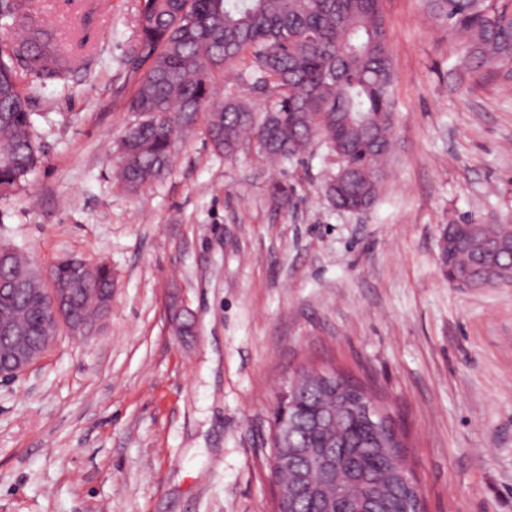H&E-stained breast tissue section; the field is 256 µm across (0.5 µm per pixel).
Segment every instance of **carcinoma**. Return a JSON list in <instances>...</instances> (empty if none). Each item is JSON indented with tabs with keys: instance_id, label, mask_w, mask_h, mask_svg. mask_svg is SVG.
Listing matches in <instances>:
<instances>
[{
	"instance_id": "cac0c4a2",
	"label": "carcinoma",
	"mask_w": 512,
	"mask_h": 512,
	"mask_svg": "<svg viewBox=\"0 0 512 512\" xmlns=\"http://www.w3.org/2000/svg\"><path fill=\"white\" fill-rule=\"evenodd\" d=\"M434 18L464 44L468 61L512 65V12L490 0H425ZM6 49H0V192L36 168V141L28 95L19 67L42 81H65L74 72L55 32L32 25L30 0L15 4ZM138 78L130 110L137 120L119 146L123 184L136 191L166 175L176 142L198 121L215 150L233 155L247 136L276 163L300 159L314 141L344 161L325 192L336 207L372 206L382 189L393 152V67L382 0H142ZM241 62L242 79L271 93L263 112L229 96L214 102L215 75ZM476 236L455 248L440 246L441 266L470 274L474 288L502 285L512 275V224H479ZM59 288H112L105 265L79 259L53 267ZM23 280L14 288L12 315L33 336L42 333V281L14 249L0 280ZM297 389L302 420L320 409V393L301 374ZM367 431L358 414L336 412V452L361 455L380 473L382 462L362 447Z\"/></svg>"
}]
</instances>
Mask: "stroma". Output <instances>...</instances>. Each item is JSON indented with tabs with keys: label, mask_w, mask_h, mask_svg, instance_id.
<instances>
[{
	"label": "stroma",
	"mask_w": 512,
	"mask_h": 512,
	"mask_svg": "<svg viewBox=\"0 0 512 512\" xmlns=\"http://www.w3.org/2000/svg\"><path fill=\"white\" fill-rule=\"evenodd\" d=\"M33 4L84 67L18 74L42 161L0 193V244L108 266L112 305L0 386V512H273V412L305 366L386 407L427 512H512V286H453L439 259L443 225L512 224V75L385 0L396 146L371 208L333 206L323 146L272 167L198 127L131 193L140 0Z\"/></svg>",
	"instance_id": "1"
}]
</instances>
